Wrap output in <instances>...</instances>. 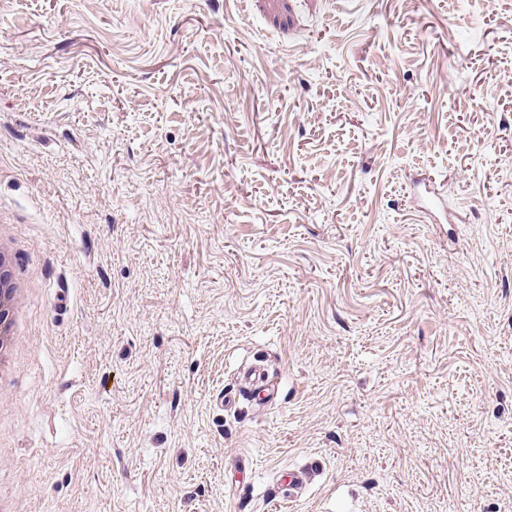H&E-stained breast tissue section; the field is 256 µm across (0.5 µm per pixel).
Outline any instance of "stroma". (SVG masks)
I'll use <instances>...</instances> for the list:
<instances>
[{
    "instance_id": "35a3bbf8",
    "label": "stroma",
    "mask_w": 512,
    "mask_h": 512,
    "mask_svg": "<svg viewBox=\"0 0 512 512\" xmlns=\"http://www.w3.org/2000/svg\"><path fill=\"white\" fill-rule=\"evenodd\" d=\"M0 237L13 512H512V0H0ZM0 297L3 299L5 296H10L16 299L17 285L14 277L11 274V259L12 255L0 244ZM241 388L239 394L234 396L219 395L220 403L224 407H235L240 398L248 400H267L271 401L274 397L275 388L270 381L265 370L258 367H248L240 373Z\"/></svg>"
}]
</instances>
